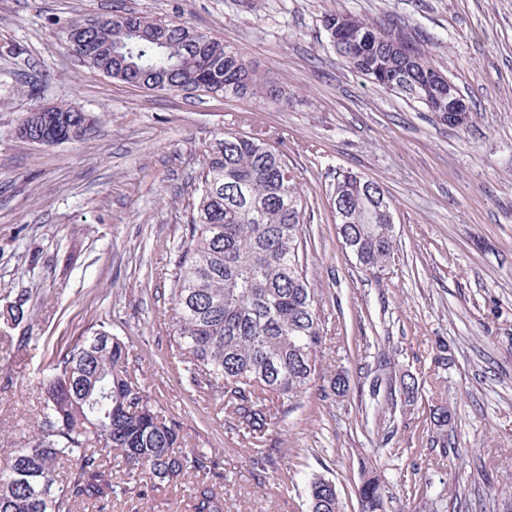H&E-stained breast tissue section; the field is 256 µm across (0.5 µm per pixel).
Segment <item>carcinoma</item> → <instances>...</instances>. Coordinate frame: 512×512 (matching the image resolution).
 I'll use <instances>...</instances> for the list:
<instances>
[{"label": "carcinoma", "instance_id": "carcinoma-1", "mask_svg": "<svg viewBox=\"0 0 512 512\" xmlns=\"http://www.w3.org/2000/svg\"><path fill=\"white\" fill-rule=\"evenodd\" d=\"M323 20L330 45L347 67L420 102L448 122V85L420 47L406 53L405 31L355 16L337 31ZM69 52L90 49L87 66L132 86L215 96L267 97L288 106V90L252 69L211 34L178 21L132 13L76 18L61 31ZM96 119L72 106L31 112L16 128L33 144L81 140ZM366 178L337 174L336 224L352 242L359 268L378 278L395 255L393 224L374 202ZM307 202L282 152L256 133L226 131L206 146L188 234L173 280L171 320L188 381L203 400L224 405L251 437L272 425L274 401H290L315 377L324 320L307 278ZM36 429L0 454V512H109L119 483L195 479L192 512H224L212 457L181 448V426L160 415L139 382L126 344L101 325L53 359L39 382ZM395 389L401 406L418 397L414 377L377 376L372 395ZM455 410L433 411L435 437L448 445ZM124 463L114 481L111 458ZM310 512H342L336 483L314 476ZM359 512H385L379 475L362 466Z\"/></svg>", "mask_w": 512, "mask_h": 512}]
</instances>
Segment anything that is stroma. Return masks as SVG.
Instances as JSON below:
<instances>
[{
    "label": "stroma",
    "mask_w": 512,
    "mask_h": 512,
    "mask_svg": "<svg viewBox=\"0 0 512 512\" xmlns=\"http://www.w3.org/2000/svg\"><path fill=\"white\" fill-rule=\"evenodd\" d=\"M333 10L411 32L472 123L448 126L346 67L322 25ZM110 12L210 32L292 101L104 77L60 31ZM48 104L93 113L96 131L73 144L19 139L22 120ZM249 129L283 152L306 196L308 280L325 320L316 376L267 431L262 474L248 434L189 385L169 328L205 145ZM342 171L386 192L396 247L381 277L339 242ZM24 295L23 321L9 322ZM101 322L187 447L217 459L224 512H308V481L322 471L344 512H359L364 461L384 481L388 512H512V0H0V448L37 422L55 355ZM387 361L419 382L410 409L370 396ZM340 372L350 381L341 396L331 389ZM444 402L456 410L452 454L428 438L429 410ZM191 485L114 494L112 512H191Z\"/></svg>",
    "instance_id": "stroma-1"
}]
</instances>
